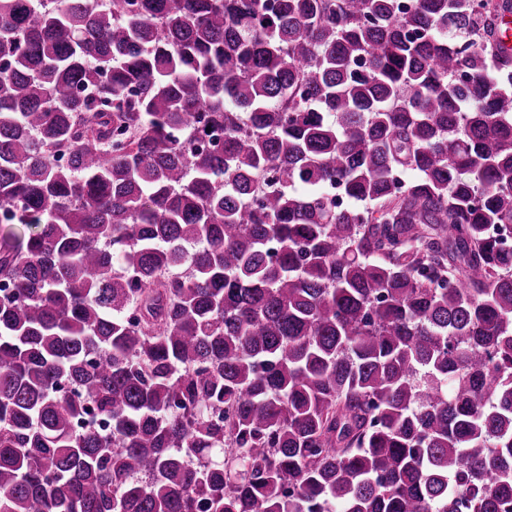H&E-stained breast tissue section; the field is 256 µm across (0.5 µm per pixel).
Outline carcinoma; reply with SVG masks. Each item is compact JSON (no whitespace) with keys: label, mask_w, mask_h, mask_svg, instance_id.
Wrapping results in <instances>:
<instances>
[{"label":"carcinoma","mask_w":512,"mask_h":512,"mask_svg":"<svg viewBox=\"0 0 512 512\" xmlns=\"http://www.w3.org/2000/svg\"><path fill=\"white\" fill-rule=\"evenodd\" d=\"M511 9L0 0V512H512ZM501 20V28L497 34V44L500 48L501 59L510 62L512 60V13L505 11Z\"/></svg>","instance_id":"obj_1"}]
</instances>
